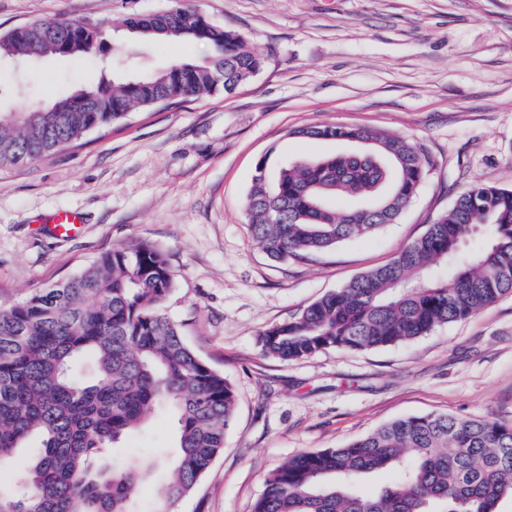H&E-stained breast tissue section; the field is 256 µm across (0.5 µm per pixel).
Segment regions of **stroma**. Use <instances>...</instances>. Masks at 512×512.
Listing matches in <instances>:
<instances>
[{
    "mask_svg": "<svg viewBox=\"0 0 512 512\" xmlns=\"http://www.w3.org/2000/svg\"><path fill=\"white\" fill-rule=\"evenodd\" d=\"M243 34L260 70L232 94L133 109L78 146L25 166L0 165V305L66 280L118 244L167 255L165 304L187 343L233 384L237 409L223 454L174 512H249L268 476L295 455L337 448L396 419L428 413L512 423V296L416 340L375 350L317 352L285 362L261 336L327 293L389 262L472 185L512 189V0H192ZM172 0H0V33L34 20L101 23L132 44L129 14ZM200 44L159 42L140 67L113 56L47 59L21 68L29 98L48 102L100 78L203 60ZM344 125L421 146L430 159L393 223L309 260L269 258L243 210L255 167L275 173L338 150L298 129ZM83 217L59 237V211ZM169 412L108 459L155 461L133 494L149 512L174 458Z\"/></svg>",
    "mask_w": 512,
    "mask_h": 512,
    "instance_id": "stroma-1",
    "label": "stroma"
}]
</instances>
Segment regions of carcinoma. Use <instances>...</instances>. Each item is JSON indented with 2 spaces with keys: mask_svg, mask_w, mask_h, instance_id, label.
I'll list each match as a JSON object with an SVG mask.
<instances>
[{
  "mask_svg": "<svg viewBox=\"0 0 512 512\" xmlns=\"http://www.w3.org/2000/svg\"><path fill=\"white\" fill-rule=\"evenodd\" d=\"M139 43H200L205 62L177 61L120 82L100 80L44 112L13 80L0 89L19 117L0 116V164L30 163L111 125L135 107L222 91L261 68L237 31L177 0L163 13L130 15ZM108 47L95 23L33 21L0 35V59L91 57ZM316 140L374 136L401 160L396 176L343 152L286 162L274 179L259 162L244 209L253 240L278 260L306 259L395 220L415 196L428 160L390 135L342 125L307 127ZM359 198L338 212L328 202ZM478 250L464 242L478 234ZM175 287L159 247L118 245L67 280L0 307V512H132L130 499L153 463H97L109 445L140 430L163 406L178 426L179 451L151 512L190 495L224 451L236 398L224 375L187 344L162 306ZM512 294V189L476 184L388 263L304 307L263 334L264 354L295 361L316 352L368 350L409 342ZM39 440L38 457L4 483L18 448ZM392 472L373 493L365 478ZM512 501V423L447 413L388 422L342 448L302 452L266 479L251 512H500Z\"/></svg>",
  "mask_w": 512,
  "mask_h": 512,
  "instance_id": "obj_1",
  "label": "carcinoma"
}]
</instances>
